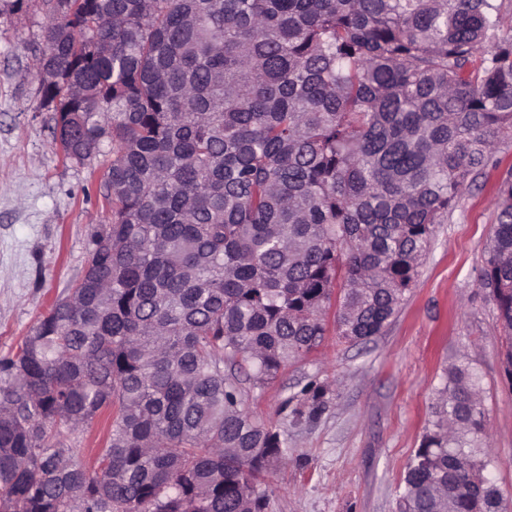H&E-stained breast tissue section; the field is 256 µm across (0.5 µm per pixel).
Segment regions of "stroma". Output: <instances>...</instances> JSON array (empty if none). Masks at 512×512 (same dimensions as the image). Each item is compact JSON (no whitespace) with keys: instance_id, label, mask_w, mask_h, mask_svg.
<instances>
[{"instance_id":"1","label":"stroma","mask_w":512,"mask_h":512,"mask_svg":"<svg viewBox=\"0 0 512 512\" xmlns=\"http://www.w3.org/2000/svg\"><path fill=\"white\" fill-rule=\"evenodd\" d=\"M40 0L0 10V356L16 350L49 304L84 272L90 237L105 221L99 187L110 150L65 159L39 105L32 68L42 48ZM512 168L501 144L448 223L437 225L416 284L391 324L364 344L325 343L258 389L249 408L280 425L292 452L268 471L271 512H395L398 486L430 419L443 372L473 369L492 435L490 479L512 498V385L505 340L477 275L496 222L498 192ZM331 385L314 422H297L289 398L308 381Z\"/></svg>"}]
</instances>
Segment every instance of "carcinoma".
Masks as SVG:
<instances>
[{"mask_svg": "<svg viewBox=\"0 0 512 512\" xmlns=\"http://www.w3.org/2000/svg\"><path fill=\"white\" fill-rule=\"evenodd\" d=\"M53 140L112 146L83 275L0 357V512H268L243 405L329 333L380 335L512 140L497 0H42ZM512 385V169L478 273ZM308 382L296 420L326 410ZM112 410L98 468L72 437ZM399 512H509L475 374L446 370Z\"/></svg>", "mask_w": 512, "mask_h": 512, "instance_id": "1", "label": "carcinoma"}]
</instances>
